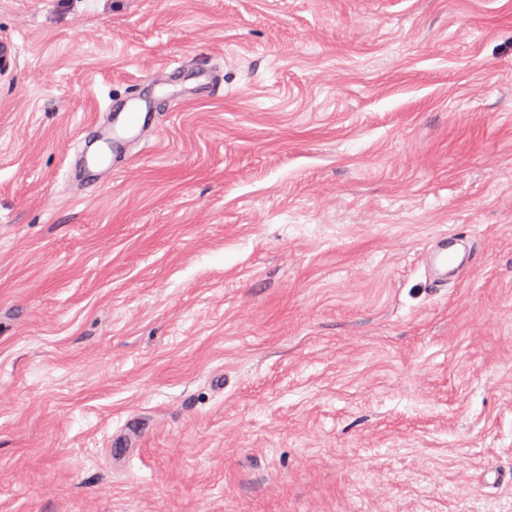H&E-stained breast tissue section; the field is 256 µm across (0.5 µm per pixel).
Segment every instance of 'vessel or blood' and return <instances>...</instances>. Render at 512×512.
Wrapping results in <instances>:
<instances>
[{
	"mask_svg": "<svg viewBox=\"0 0 512 512\" xmlns=\"http://www.w3.org/2000/svg\"><path fill=\"white\" fill-rule=\"evenodd\" d=\"M191 72L209 93H219L220 75L208 64L192 66ZM160 131V116L141 89H134L123 104H108L92 123L91 131L78 139L66 170V183L72 198L78 199L105 180L124 171L137 146L147 144ZM455 238L448 233L435 236L424 259L434 267L440 280H447L456 268Z\"/></svg>",
	"mask_w": 512,
	"mask_h": 512,
	"instance_id": "vessel-or-blood-1",
	"label": "vessel or blood"
}]
</instances>
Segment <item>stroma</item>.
<instances>
[{
    "label": "stroma",
    "mask_w": 512,
    "mask_h": 512,
    "mask_svg": "<svg viewBox=\"0 0 512 512\" xmlns=\"http://www.w3.org/2000/svg\"><path fill=\"white\" fill-rule=\"evenodd\" d=\"M6 40L0 512H512V0H0ZM193 57L219 96L161 83L71 204ZM192 73L193 78L202 86L208 89L211 94H218L223 89V82L220 75L206 63H198L192 67L176 66L171 69V73ZM142 85L140 82L119 106L111 100L91 124L90 133L77 140L65 174L72 198H82L124 171L135 148L158 136L159 112H154ZM455 238L447 232L435 236L430 251L424 256V263L430 262L437 275V287L443 286V281L448 280V273L456 269L457 255L454 250Z\"/></svg>",
    "instance_id": "1"
}]
</instances>
